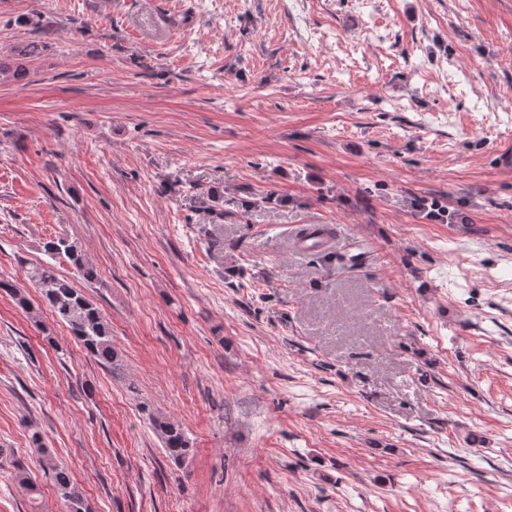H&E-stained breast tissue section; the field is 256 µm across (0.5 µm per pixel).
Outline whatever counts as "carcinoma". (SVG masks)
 Masks as SVG:
<instances>
[{"label": "carcinoma", "mask_w": 512, "mask_h": 512, "mask_svg": "<svg viewBox=\"0 0 512 512\" xmlns=\"http://www.w3.org/2000/svg\"><path fill=\"white\" fill-rule=\"evenodd\" d=\"M32 26L38 38L18 44L10 52L9 58L17 61V64L0 60L1 81L19 77L23 71L20 61L38 56L47 50L48 43L44 38L50 34V27L39 20L32 23ZM43 251L49 260L34 265L27 271V278L37 289L41 304L59 321L67 324L72 335L85 350L104 368L112 371V375H125L124 360L112 343V330L101 310L75 288L69 279L58 274L52 260L66 258L76 275L90 284L98 279L96 268L86 259L81 247L67 237L45 242ZM0 291L12 297L20 308L30 307L26 293L12 281L0 278ZM138 408L160 438L167 458L178 466L185 464L193 448L184 430L166 416L156 413L152 403L146 399L138 402ZM29 443L39 456L43 470L51 476L68 512H88L82 493L73 482L68 468L45 448L41 432L32 431Z\"/></svg>", "instance_id": "1"}]
</instances>
